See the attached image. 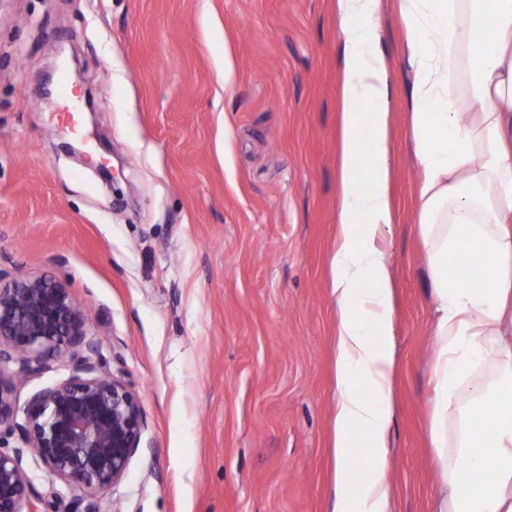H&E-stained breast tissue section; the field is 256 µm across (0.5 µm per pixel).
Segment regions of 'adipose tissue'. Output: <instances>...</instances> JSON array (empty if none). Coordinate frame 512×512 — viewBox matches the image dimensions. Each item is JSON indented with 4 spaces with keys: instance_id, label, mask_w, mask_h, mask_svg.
<instances>
[{
    "instance_id": "adipose-tissue-1",
    "label": "adipose tissue",
    "mask_w": 512,
    "mask_h": 512,
    "mask_svg": "<svg viewBox=\"0 0 512 512\" xmlns=\"http://www.w3.org/2000/svg\"><path fill=\"white\" fill-rule=\"evenodd\" d=\"M336 7V512H388L390 73L376 49L380 0ZM398 16L436 319L429 439L444 482L431 512H512V0H398Z\"/></svg>"
}]
</instances>
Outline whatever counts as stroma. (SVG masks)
<instances>
[{"label":"stroma","instance_id":"35a3bbf8","mask_svg":"<svg viewBox=\"0 0 512 512\" xmlns=\"http://www.w3.org/2000/svg\"><path fill=\"white\" fill-rule=\"evenodd\" d=\"M379 25L391 510L429 512L434 316L397 0ZM341 38L336 0H0V271L65 282L146 417L102 512H334ZM63 80L94 102L71 123L60 96L34 99ZM22 466L46 512L74 499L31 452Z\"/></svg>","mask_w":512,"mask_h":512}]
</instances>
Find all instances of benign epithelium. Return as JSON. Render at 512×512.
I'll return each mask as SVG.
<instances>
[{"label":"benign epithelium","instance_id":"7a95c632","mask_svg":"<svg viewBox=\"0 0 512 512\" xmlns=\"http://www.w3.org/2000/svg\"><path fill=\"white\" fill-rule=\"evenodd\" d=\"M59 362L73 363V373L36 391L18 423L7 365L28 377ZM145 426L140 397L103 369L69 288L56 279L0 272V512H39L41 496L22 467L24 448L50 478L88 500L87 512H101L99 495L124 478ZM15 433L23 448L9 450L6 438Z\"/></svg>","mask_w":512,"mask_h":512}]
</instances>
